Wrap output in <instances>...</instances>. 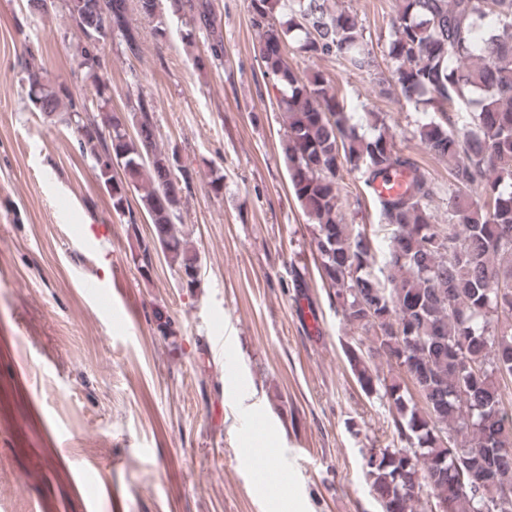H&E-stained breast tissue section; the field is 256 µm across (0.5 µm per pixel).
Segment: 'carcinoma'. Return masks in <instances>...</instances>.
<instances>
[{"label": "carcinoma", "instance_id": "carcinoma-1", "mask_svg": "<svg viewBox=\"0 0 512 512\" xmlns=\"http://www.w3.org/2000/svg\"><path fill=\"white\" fill-rule=\"evenodd\" d=\"M66 9L73 59L95 91L96 110L32 67L27 99L45 118L75 126L80 150L112 188V210L128 215L142 273L160 249L195 288L179 186L188 173L158 146L154 102L138 94L128 115L113 112L101 57L86 51L116 30L129 49L138 46L126 0H66ZM248 11L262 77L286 118L289 182L312 224L320 277L341 320L368 334L367 349L347 351L348 362L365 393L383 389L394 427L396 440L366 468L370 494L381 512H416L421 502L480 512L482 498L459 491L468 476L486 473L512 494V409L503 403L512 383V0H398L390 21L391 79L405 101L427 107L415 135L448 162L446 224L436 223L433 207L441 187L417 162L384 134L358 135L332 80L288 62L292 39L310 58H334L352 74L371 71L373 44L356 16L329 0H249ZM462 104L474 107L465 122ZM104 156L110 173L98 167ZM391 171L406 174L409 186L375 196L386 231L379 247L344 224L341 191L347 174H361L371 189ZM131 190L154 226L148 241L137 232ZM375 356L416 372L419 400L399 381L372 375L366 359Z\"/></svg>", "mask_w": 512, "mask_h": 512}]
</instances>
